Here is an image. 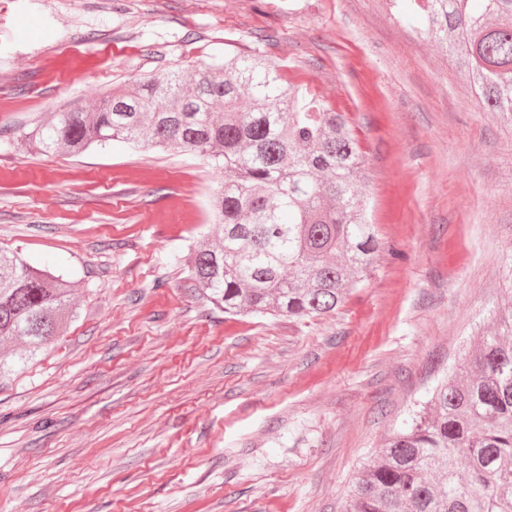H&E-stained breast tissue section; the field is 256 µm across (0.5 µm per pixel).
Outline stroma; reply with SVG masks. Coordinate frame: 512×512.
Instances as JSON below:
<instances>
[{
    "label": "stroma",
    "mask_w": 512,
    "mask_h": 512,
    "mask_svg": "<svg viewBox=\"0 0 512 512\" xmlns=\"http://www.w3.org/2000/svg\"><path fill=\"white\" fill-rule=\"evenodd\" d=\"M409 0H0V251L75 286L0 380V512H344L386 437L512 306V114ZM77 50L56 55V41ZM264 53L355 123L382 243L329 316H229L181 259L224 180L122 143L16 149L108 88Z\"/></svg>",
    "instance_id": "35a3bbf8"
}]
</instances>
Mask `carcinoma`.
Instances as JSON below:
<instances>
[{
    "label": "carcinoma",
    "mask_w": 512,
    "mask_h": 512,
    "mask_svg": "<svg viewBox=\"0 0 512 512\" xmlns=\"http://www.w3.org/2000/svg\"><path fill=\"white\" fill-rule=\"evenodd\" d=\"M423 34L468 72L480 108L512 112V0H413ZM165 146L224 169L215 241L184 264L231 315H327L374 269L361 143L346 113L285 81L274 63L236 55L106 90L36 120L40 154L95 143ZM75 314L73 285L0 253V376L46 350ZM346 512H512V311L480 337L411 424L357 473Z\"/></svg>",
    "instance_id": "carcinoma-1"
}]
</instances>
